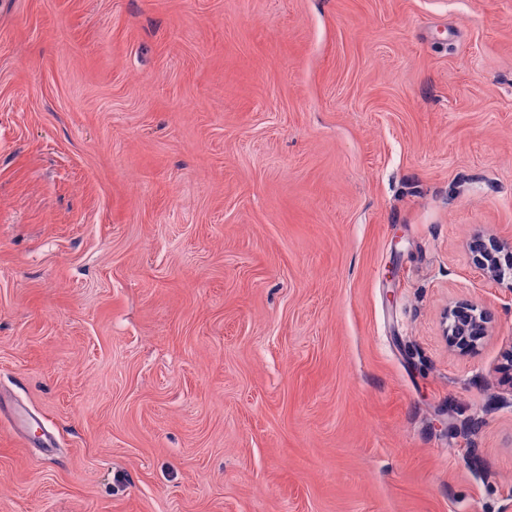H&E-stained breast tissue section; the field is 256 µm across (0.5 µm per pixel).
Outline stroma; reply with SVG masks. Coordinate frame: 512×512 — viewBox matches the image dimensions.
<instances>
[{
    "instance_id": "stroma-1",
    "label": "stroma",
    "mask_w": 512,
    "mask_h": 512,
    "mask_svg": "<svg viewBox=\"0 0 512 512\" xmlns=\"http://www.w3.org/2000/svg\"><path fill=\"white\" fill-rule=\"evenodd\" d=\"M477 232L512 0H0V512H512ZM490 312L467 300L448 309V346L464 352H475L479 342L488 336Z\"/></svg>"
}]
</instances>
